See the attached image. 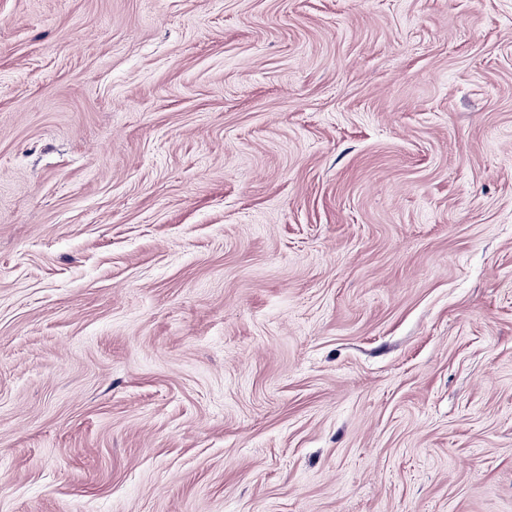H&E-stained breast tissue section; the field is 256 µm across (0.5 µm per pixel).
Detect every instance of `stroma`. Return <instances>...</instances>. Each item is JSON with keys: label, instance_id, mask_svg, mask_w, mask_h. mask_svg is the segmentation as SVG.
<instances>
[{"label": "stroma", "instance_id": "1", "mask_svg": "<svg viewBox=\"0 0 512 512\" xmlns=\"http://www.w3.org/2000/svg\"><path fill=\"white\" fill-rule=\"evenodd\" d=\"M0 512H512V0H0Z\"/></svg>", "mask_w": 512, "mask_h": 512}]
</instances>
